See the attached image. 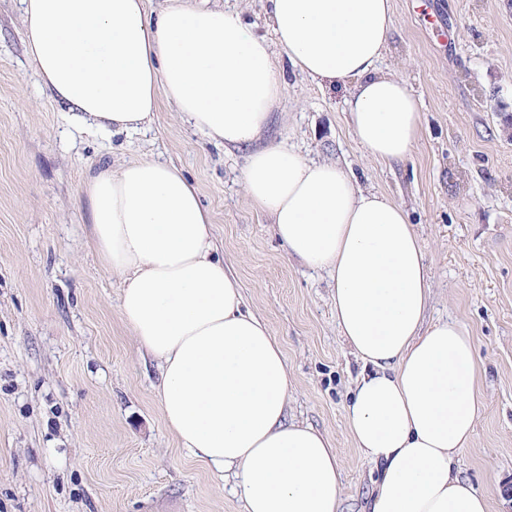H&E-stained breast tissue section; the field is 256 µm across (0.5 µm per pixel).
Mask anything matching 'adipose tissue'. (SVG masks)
Listing matches in <instances>:
<instances>
[{"label":"adipose tissue","instance_id":"ef3b65f1","mask_svg":"<svg viewBox=\"0 0 512 512\" xmlns=\"http://www.w3.org/2000/svg\"><path fill=\"white\" fill-rule=\"evenodd\" d=\"M27 55L72 121L102 132L149 125L166 99L224 147L251 146L253 205L290 257L328 268L340 336L363 370L346 409L360 452L379 467L368 512H490L454 472L483 407L469 332L425 325L423 247L404 208L335 163L260 145L283 90L278 55L317 81L350 85V126L375 159L403 160L420 130L405 79L379 63L392 0H265L271 37L214 0H20ZM92 249L121 273L120 313L160 363L166 425L181 447L232 471L244 512H339L342 467L323 433L286 420L280 344L244 311L216 257L196 187L138 159L89 174Z\"/></svg>","mask_w":512,"mask_h":512}]
</instances>
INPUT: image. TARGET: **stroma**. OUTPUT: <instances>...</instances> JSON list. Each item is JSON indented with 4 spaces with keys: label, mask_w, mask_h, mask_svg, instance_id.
Returning <instances> with one entry per match:
<instances>
[{
    "label": "stroma",
    "mask_w": 512,
    "mask_h": 512,
    "mask_svg": "<svg viewBox=\"0 0 512 512\" xmlns=\"http://www.w3.org/2000/svg\"><path fill=\"white\" fill-rule=\"evenodd\" d=\"M380 62L417 100L402 161L358 144L349 89L284 69L265 139L339 163L409 215L429 268L427 323L472 338L484 407L457 474L512 512V0H392ZM247 148L226 149L167 102L152 124L75 128L27 56L18 0H0V512H243L232 472L180 448L162 416L157 360L119 310L121 274L89 245V170L150 157L174 163L212 219L216 254L245 308L280 343L286 418L328 435L343 469L340 512H365L378 471L345 422L361 364L342 340L326 270L289 257L252 204Z\"/></svg>",
    "instance_id": "1"
}]
</instances>
